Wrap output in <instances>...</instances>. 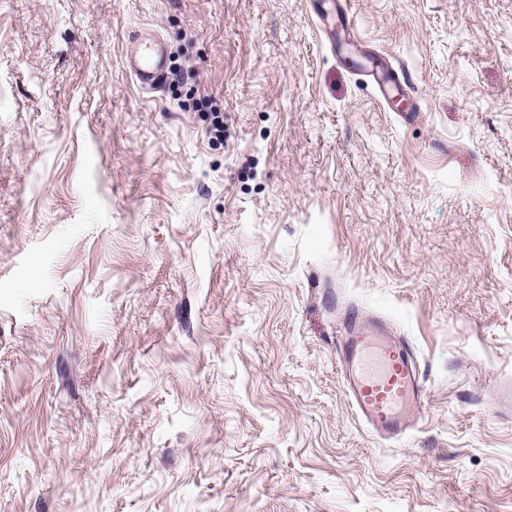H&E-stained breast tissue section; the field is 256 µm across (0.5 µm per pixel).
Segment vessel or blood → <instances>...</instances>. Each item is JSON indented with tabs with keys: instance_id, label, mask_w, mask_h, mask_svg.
<instances>
[{
	"instance_id": "1",
	"label": "vessel or blood",
	"mask_w": 512,
	"mask_h": 512,
	"mask_svg": "<svg viewBox=\"0 0 512 512\" xmlns=\"http://www.w3.org/2000/svg\"><path fill=\"white\" fill-rule=\"evenodd\" d=\"M126 63L141 86H157L168 68L166 47L160 39L134 34ZM360 71L382 101L406 100L402 118L415 117L414 77L409 69L379 54ZM337 355L350 402L372 433L397 439L416 426L426 399L424 380L410 347L385 323L351 316Z\"/></svg>"
}]
</instances>
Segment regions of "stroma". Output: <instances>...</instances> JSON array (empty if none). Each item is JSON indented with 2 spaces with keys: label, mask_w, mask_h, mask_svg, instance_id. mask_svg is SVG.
<instances>
[{
  "label": "stroma",
  "mask_w": 512,
  "mask_h": 512,
  "mask_svg": "<svg viewBox=\"0 0 512 512\" xmlns=\"http://www.w3.org/2000/svg\"><path fill=\"white\" fill-rule=\"evenodd\" d=\"M351 4L415 122L311 0H0V512H512V0ZM354 312L424 374L400 440ZM126 63L141 86H157L163 80L168 68L166 47L160 39L135 33L130 38ZM369 66L357 62L360 72L368 77L378 97L388 103L397 97L407 101V107L398 115L403 119L416 117V104L412 91L414 90V77L408 68L392 61L385 55L377 54L368 58ZM337 355L347 396L372 433L397 439L417 425L424 379L410 347L385 323L353 314Z\"/></svg>",
  "instance_id": "35a3bbf8"
}]
</instances>
